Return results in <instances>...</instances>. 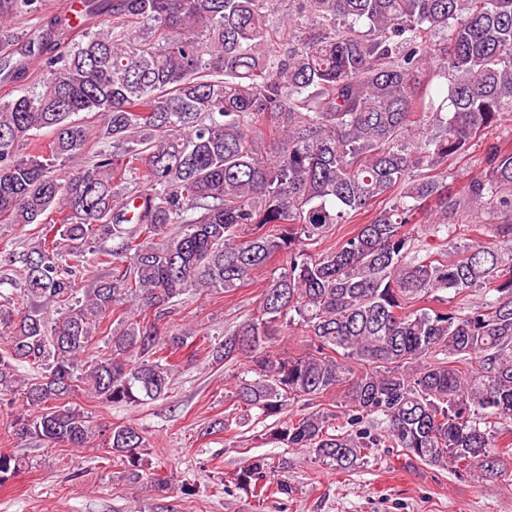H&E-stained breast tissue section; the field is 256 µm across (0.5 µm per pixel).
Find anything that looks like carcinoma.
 I'll list each match as a JSON object with an SVG mask.
<instances>
[{"label": "carcinoma", "instance_id": "cac0c4a2", "mask_svg": "<svg viewBox=\"0 0 512 512\" xmlns=\"http://www.w3.org/2000/svg\"><path fill=\"white\" fill-rule=\"evenodd\" d=\"M95 23L64 51L62 21L29 42L38 90L0 100V221L60 229L22 254L18 301L3 298L0 394L36 413L20 438L83 449V389L111 405L167 395L190 330L184 297L230 294L275 255L287 268L247 319L207 347L246 361L229 398L259 434L349 472L370 448L434 466L505 475L512 456V147L485 143L465 184L444 169L512 114V0H85ZM38 10L0 0V27ZM278 25L269 24L273 12ZM441 33L433 44L429 34ZM91 113L96 120L72 116ZM272 121L268 143L256 124ZM42 129L49 150L20 145ZM94 155L65 181L57 167ZM503 217L490 241L456 246L459 218ZM372 212L333 247L337 224ZM430 226L431 252L414 225ZM91 267L109 275L82 288ZM483 288L468 311L425 307ZM110 351L88 357L107 318ZM297 329L309 349L273 337ZM26 366L24 378L17 368ZM345 387L340 410L289 415ZM102 445L137 484L152 470L131 425ZM30 461L0 453V486ZM288 460L256 456L232 474L255 498L288 494Z\"/></svg>", "mask_w": 512, "mask_h": 512}]
</instances>
